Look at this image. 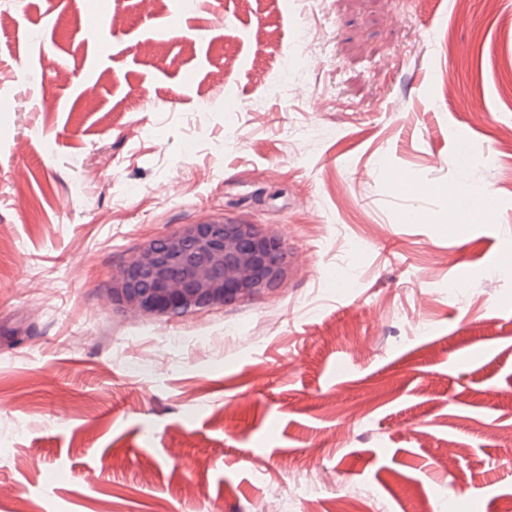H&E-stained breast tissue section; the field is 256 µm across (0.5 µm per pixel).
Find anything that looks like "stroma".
<instances>
[{"instance_id":"1","label":"stroma","mask_w":512,"mask_h":512,"mask_svg":"<svg viewBox=\"0 0 512 512\" xmlns=\"http://www.w3.org/2000/svg\"><path fill=\"white\" fill-rule=\"evenodd\" d=\"M213 3L0 0V512H512V0ZM221 218L278 288L109 304Z\"/></svg>"}]
</instances>
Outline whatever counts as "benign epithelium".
I'll list each match as a JSON object with an SVG mask.
<instances>
[{"mask_svg": "<svg viewBox=\"0 0 512 512\" xmlns=\"http://www.w3.org/2000/svg\"><path fill=\"white\" fill-rule=\"evenodd\" d=\"M286 273L283 240L256 224H185L139 248L113 275L112 303L183 316L271 291Z\"/></svg>", "mask_w": 512, "mask_h": 512, "instance_id": "obj_1", "label": "benign epithelium"}]
</instances>
